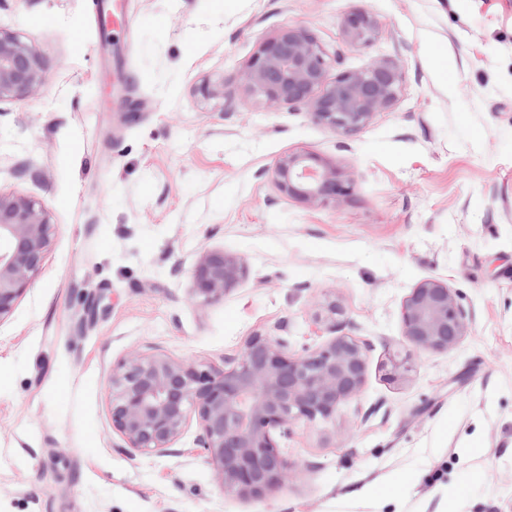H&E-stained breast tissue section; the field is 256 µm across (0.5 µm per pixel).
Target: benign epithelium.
I'll list each match as a JSON object with an SVG mask.
<instances>
[{"label":"benign epithelium","mask_w":512,"mask_h":512,"mask_svg":"<svg viewBox=\"0 0 512 512\" xmlns=\"http://www.w3.org/2000/svg\"><path fill=\"white\" fill-rule=\"evenodd\" d=\"M378 19L365 9L343 18L345 38L366 47L376 37ZM332 62L303 26L289 27L266 40L244 76L245 98L273 107L303 105L313 119L350 135L395 103L401 81L394 61H375L358 71L329 78ZM45 78L39 58L16 37L0 33V99L29 97ZM273 179L288 197L335 204L352 195L353 180L310 153L278 159ZM44 211L21 196L0 194V320L28 290L48 243ZM241 258L204 252L195 267L193 294L218 299L244 273ZM405 338L419 350L445 351L467 336L472 315L447 283L427 279L404 301ZM233 366L222 372L161 356L133 355L112 370V426L131 448L163 454L196 415L198 445L224 491L259 499L280 487L292 463L279 438L294 425L330 419L356 397L366 377L361 345L346 336L297 353L275 337H255Z\"/></svg>","instance_id":"obj_1"}]
</instances>
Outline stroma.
Returning a JSON list of instances; mask_svg holds the SVG:
<instances>
[{
	"label": "stroma",
	"instance_id": "stroma-1",
	"mask_svg": "<svg viewBox=\"0 0 512 512\" xmlns=\"http://www.w3.org/2000/svg\"><path fill=\"white\" fill-rule=\"evenodd\" d=\"M98 2L0 0V31L45 69L35 95L0 100V193L50 223L0 320V512H512V0H126L118 35ZM358 6L380 22L367 47L341 28ZM293 25L336 71L401 63L395 104L352 135L302 106H241L251 57ZM298 152L353 194H282L273 165ZM214 249L246 274L206 302L192 272ZM431 278L472 314L445 351L403 334ZM255 335L296 351L346 335L367 362L334 418L281 439L298 467L268 496L225 494L196 420L164 454L113 428L129 354L221 371ZM396 354L410 369L392 381ZM391 479L393 495H363Z\"/></svg>",
	"mask_w": 512,
	"mask_h": 512
}]
</instances>
